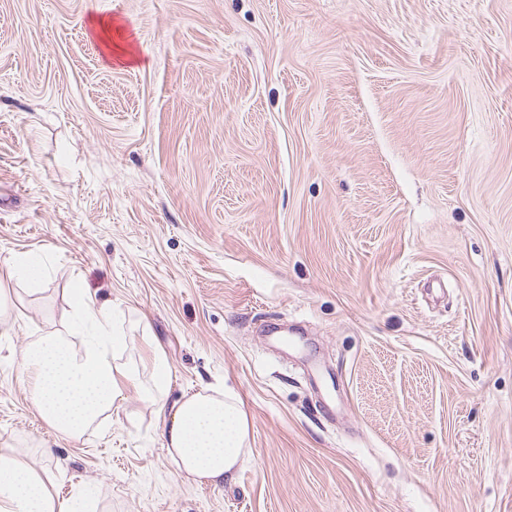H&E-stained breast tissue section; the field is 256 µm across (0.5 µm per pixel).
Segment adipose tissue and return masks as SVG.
Returning a JSON list of instances; mask_svg holds the SVG:
<instances>
[{"label": "adipose tissue", "mask_w": 512, "mask_h": 512, "mask_svg": "<svg viewBox=\"0 0 512 512\" xmlns=\"http://www.w3.org/2000/svg\"><path fill=\"white\" fill-rule=\"evenodd\" d=\"M117 318L112 306L76 283L65 333L40 337L24 351L19 366L41 418L58 434L81 438L131 387L152 405L178 473L215 487L233 481L251 454L250 420L237 394L218 388L168 403L171 365L164 349L150 337L139 366L122 363L125 337ZM0 512H78V506L59 501L48 479L15 448L1 446Z\"/></svg>", "instance_id": "1"}]
</instances>
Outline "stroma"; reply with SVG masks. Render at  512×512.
<instances>
[{
    "instance_id": "35a3bbf8",
    "label": "stroma",
    "mask_w": 512,
    "mask_h": 512,
    "mask_svg": "<svg viewBox=\"0 0 512 512\" xmlns=\"http://www.w3.org/2000/svg\"><path fill=\"white\" fill-rule=\"evenodd\" d=\"M92 15L140 63L107 64ZM0 445L89 512H512V0H0ZM250 459L180 476L126 390L57 434L18 362L74 280ZM9 278L40 280L43 276L42 261L38 256L11 258L5 262Z\"/></svg>"
}]
</instances>
